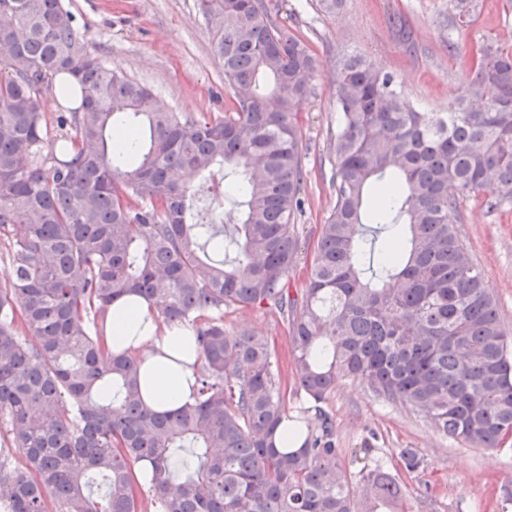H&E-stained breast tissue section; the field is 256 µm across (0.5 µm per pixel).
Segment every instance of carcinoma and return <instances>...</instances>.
<instances>
[{
  "label": "carcinoma",
  "mask_w": 512,
  "mask_h": 512,
  "mask_svg": "<svg viewBox=\"0 0 512 512\" xmlns=\"http://www.w3.org/2000/svg\"><path fill=\"white\" fill-rule=\"evenodd\" d=\"M227 112L193 118L108 67L63 0H0V507L5 512H140L133 466L152 464L155 512H406L404 488L372 449L353 452L354 500L332 425L275 445L286 416L275 353L224 309L266 306L289 321L297 390L316 403L339 378L424 414L467 448L512 435V333L459 234L457 199L512 202V51H471V78L446 112H419L393 76L340 63L332 185L307 288L290 294L306 157L296 119L315 57L265 0H200ZM79 106L52 138L38 95L50 78ZM132 143L118 142L121 129ZM214 173L237 191L224 232L195 218ZM127 294L193 330L197 400L148 410L134 359L101 325ZM183 448L193 460L175 471ZM408 472L423 459L399 452Z\"/></svg>",
  "instance_id": "1"
}]
</instances>
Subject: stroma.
<instances>
[{
  "mask_svg": "<svg viewBox=\"0 0 512 512\" xmlns=\"http://www.w3.org/2000/svg\"><path fill=\"white\" fill-rule=\"evenodd\" d=\"M274 19L311 45L317 60L315 93L300 109L306 146L302 197L295 224L298 253L289 273L292 296H300L317 249L320 226L335 203L330 137L336 131L333 97L336 68L358 55L394 76L405 99L423 112H444L469 78L471 50L501 46L512 34V0H475L459 13L452 0H344L336 15L319 11L317 0H274ZM92 54L149 87L168 107L193 117L226 111L232 90L215 55L198 0H64ZM401 16L412 31L415 53L403 49L389 19ZM457 45L449 54V45ZM486 194L459 200L460 233L499 312L512 329V202L489 208ZM224 329L264 336L288 389V413L318 431L319 413L333 420L337 447L375 448L395 464L402 448L417 449L424 468L401 473L410 512H498L502 485L512 482V438L505 447L466 448L433 427L421 414L378 399L359 382L337 380L321 405L294 393L289 325L268 308L224 311Z\"/></svg>",
  "mask_w": 512,
  "mask_h": 512,
  "instance_id": "35a3bbf8",
  "label": "stroma"
}]
</instances>
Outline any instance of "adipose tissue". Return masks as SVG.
<instances>
[{
	"instance_id": "adipose-tissue-1",
	"label": "adipose tissue",
	"mask_w": 512,
	"mask_h": 512,
	"mask_svg": "<svg viewBox=\"0 0 512 512\" xmlns=\"http://www.w3.org/2000/svg\"><path fill=\"white\" fill-rule=\"evenodd\" d=\"M104 339L112 354L137 360L139 387L149 409L162 413L194 402L199 354L190 329L164 324L150 303L126 295L113 304Z\"/></svg>"
}]
</instances>
